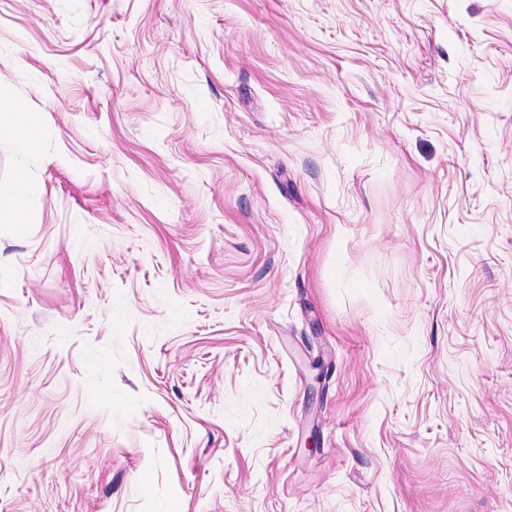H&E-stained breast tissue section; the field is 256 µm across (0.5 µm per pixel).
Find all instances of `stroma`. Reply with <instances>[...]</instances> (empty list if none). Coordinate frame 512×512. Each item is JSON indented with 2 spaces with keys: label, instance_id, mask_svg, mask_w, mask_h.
I'll return each instance as SVG.
<instances>
[{
  "label": "stroma",
  "instance_id": "1",
  "mask_svg": "<svg viewBox=\"0 0 512 512\" xmlns=\"http://www.w3.org/2000/svg\"><path fill=\"white\" fill-rule=\"evenodd\" d=\"M0 512H512V0H0ZM7 136L24 151L37 148L39 138L27 120L24 108L15 100L0 97V137Z\"/></svg>",
  "mask_w": 512,
  "mask_h": 512
}]
</instances>
